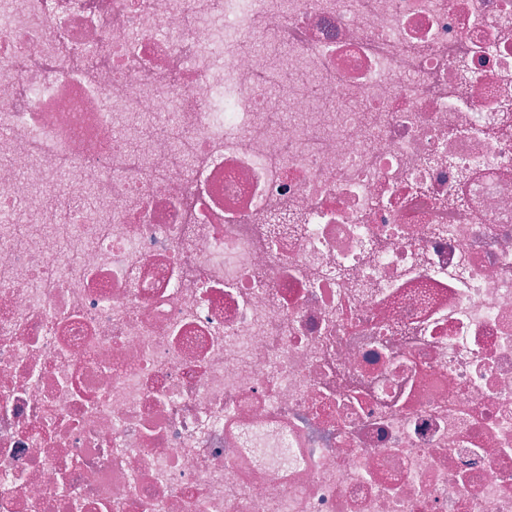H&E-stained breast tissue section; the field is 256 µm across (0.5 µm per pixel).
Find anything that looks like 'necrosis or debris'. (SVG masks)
Returning <instances> with one entry per match:
<instances>
[{
	"mask_svg": "<svg viewBox=\"0 0 512 512\" xmlns=\"http://www.w3.org/2000/svg\"><path fill=\"white\" fill-rule=\"evenodd\" d=\"M0 512H512V0H0Z\"/></svg>",
	"mask_w": 512,
	"mask_h": 512,
	"instance_id": "obj_1",
	"label": "necrosis or debris"
}]
</instances>
